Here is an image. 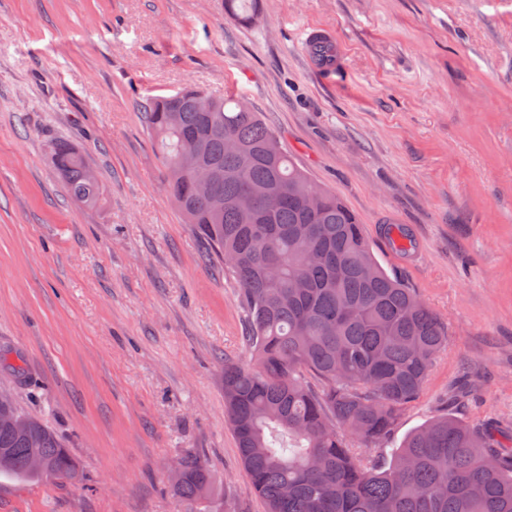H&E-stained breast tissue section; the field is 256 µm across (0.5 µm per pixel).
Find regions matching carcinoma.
I'll return each mask as SVG.
<instances>
[{
    "mask_svg": "<svg viewBox=\"0 0 512 512\" xmlns=\"http://www.w3.org/2000/svg\"><path fill=\"white\" fill-rule=\"evenodd\" d=\"M226 7L249 22L257 0ZM196 94L155 98L144 112L169 194L241 286L251 362L224 361V412L265 512H512V448L503 444L512 432L448 414L384 465L347 443L389 432L398 408L418 398L448 328L381 267L356 215L295 165L259 113L233 96L200 110ZM194 150L217 172L208 193L178 167ZM54 158L73 197L97 205L101 189L80 152L58 144ZM385 238L412 245L402 227L387 226ZM0 448L12 457L0 476L15 481H44L28 467L35 453L58 480L79 474L56 434L12 403L0 410ZM181 465L175 495L197 512H224L206 459Z\"/></svg>",
    "mask_w": 512,
    "mask_h": 512,
    "instance_id": "carcinoma-1",
    "label": "carcinoma"
}]
</instances>
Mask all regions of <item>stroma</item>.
I'll list each match as a JSON object with an SVG mask.
<instances>
[{
	"mask_svg": "<svg viewBox=\"0 0 512 512\" xmlns=\"http://www.w3.org/2000/svg\"><path fill=\"white\" fill-rule=\"evenodd\" d=\"M313 26L341 43L339 70L301 54ZM187 87L259 112L446 321L421 394L368 455L450 412L512 431V0H262L249 24L224 0H0V392L83 475L1 481L0 512H187L169 488L198 454L224 512H265L224 415L247 309L169 196L145 120ZM60 142L98 206L72 198ZM53 150L56 166L73 197L86 206H96L101 200V189L96 180L87 176L89 166L80 152L67 144H57Z\"/></svg>",
	"mask_w": 512,
	"mask_h": 512,
	"instance_id": "stroma-1",
	"label": "stroma"
}]
</instances>
